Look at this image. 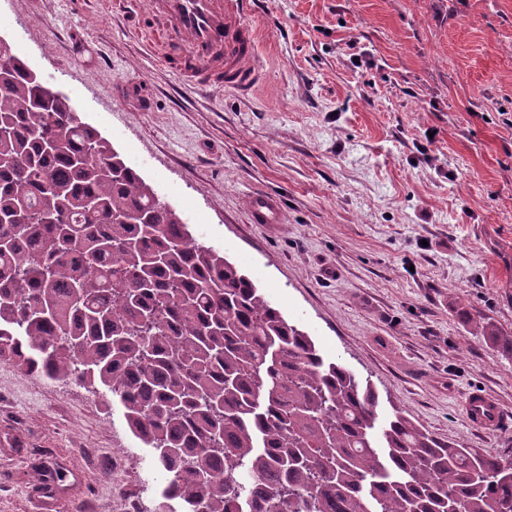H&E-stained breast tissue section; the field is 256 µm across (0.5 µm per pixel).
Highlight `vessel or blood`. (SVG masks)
<instances>
[{"label": "vessel or blood", "mask_w": 512, "mask_h": 512, "mask_svg": "<svg viewBox=\"0 0 512 512\" xmlns=\"http://www.w3.org/2000/svg\"><path fill=\"white\" fill-rule=\"evenodd\" d=\"M133 22L153 24L162 39V60L186 86L246 95L264 80L257 54L259 32L246 22L250 0H137ZM252 223H282V203L272 193L253 194ZM466 420L491 432L502 422L499 404L479 391L463 400Z\"/></svg>", "instance_id": "1"}]
</instances>
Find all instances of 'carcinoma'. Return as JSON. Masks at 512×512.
I'll return each mask as SVG.
<instances>
[{
	"label": "carcinoma",
	"instance_id": "obj_1",
	"mask_svg": "<svg viewBox=\"0 0 512 512\" xmlns=\"http://www.w3.org/2000/svg\"><path fill=\"white\" fill-rule=\"evenodd\" d=\"M33 74L0 56V361L111 392L181 492L145 512H512V463L379 423L371 384Z\"/></svg>",
	"mask_w": 512,
	"mask_h": 512
}]
</instances>
